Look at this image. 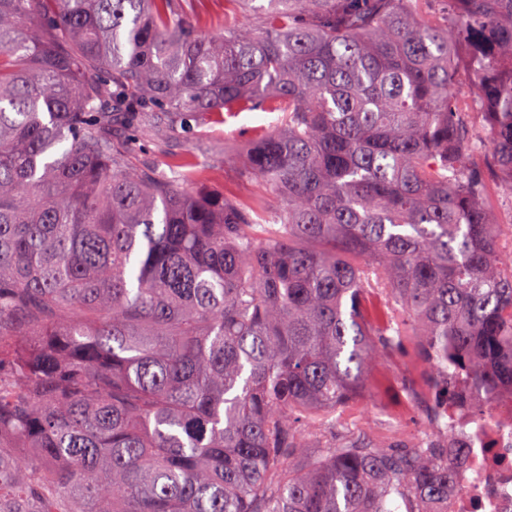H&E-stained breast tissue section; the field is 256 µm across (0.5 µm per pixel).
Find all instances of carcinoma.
Masks as SVG:
<instances>
[{
    "mask_svg": "<svg viewBox=\"0 0 512 512\" xmlns=\"http://www.w3.org/2000/svg\"><path fill=\"white\" fill-rule=\"evenodd\" d=\"M429 2L267 0L261 32L207 34L193 0H0V512L448 501L454 378L512 386L473 160L512 198V0ZM258 109L283 113L246 153L269 199L129 165L131 131ZM406 338L431 434H354Z\"/></svg>",
    "mask_w": 512,
    "mask_h": 512,
    "instance_id": "1",
    "label": "carcinoma"
}]
</instances>
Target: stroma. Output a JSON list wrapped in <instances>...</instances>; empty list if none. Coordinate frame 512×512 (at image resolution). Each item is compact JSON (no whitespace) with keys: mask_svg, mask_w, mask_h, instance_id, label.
Segmentation results:
<instances>
[{"mask_svg":"<svg viewBox=\"0 0 512 512\" xmlns=\"http://www.w3.org/2000/svg\"><path fill=\"white\" fill-rule=\"evenodd\" d=\"M275 112H235L223 120H202L190 130L174 133L162 126L131 133V162L166 174L174 160L189 157L203 169V181L243 198L260 195L261 189L245 173L247 145L278 126ZM429 368L413 344L378 361L367 374L369 391L359 404L355 431H366L388 443L399 444L429 435L427 404L410 401V391L426 392Z\"/></svg>","mask_w":512,"mask_h":512,"instance_id":"35a3bbf8","label":"stroma"}]
</instances>
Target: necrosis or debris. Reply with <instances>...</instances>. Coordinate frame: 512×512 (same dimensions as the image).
Returning <instances> with one entry per match:
<instances>
[{
    "instance_id": "1",
    "label": "necrosis or debris",
    "mask_w": 512,
    "mask_h": 512,
    "mask_svg": "<svg viewBox=\"0 0 512 512\" xmlns=\"http://www.w3.org/2000/svg\"><path fill=\"white\" fill-rule=\"evenodd\" d=\"M448 406V443L469 451L455 473V489L445 512H512V388L494 394L492 415L479 421L474 410L481 396L458 379Z\"/></svg>"
}]
</instances>
